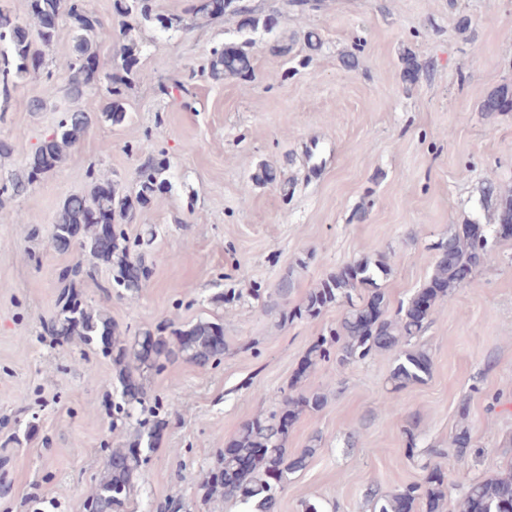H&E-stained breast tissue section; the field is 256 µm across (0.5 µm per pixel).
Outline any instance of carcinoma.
<instances>
[{
	"mask_svg": "<svg viewBox=\"0 0 512 512\" xmlns=\"http://www.w3.org/2000/svg\"><path fill=\"white\" fill-rule=\"evenodd\" d=\"M113 10L121 17V68L125 75L115 77L102 73L91 62L97 60L94 37L104 31V23L93 16L84 0H28V13L37 25V36L52 41L53 22L66 16L79 32L74 53L68 65L66 95L78 99L87 92L104 86L110 102L101 117L114 125L122 123L125 88L131 82L132 68L139 47L130 33L128 19L144 22L156 20L163 29L173 27V19L153 14V0H113ZM196 14L244 17L241 27H263L272 31L274 18L260 17L246 0H196L190 8ZM43 60L34 48L27 26L8 10L0 9V98L8 101L16 80L39 72ZM211 77L246 80L253 76L252 56L245 42H230L213 48L208 63ZM481 109L488 116L512 110V85L504 84L488 95ZM98 117L80 110L62 112L54 130L46 136L28 158L23 172L14 175L9 184L0 187L1 194H25L39 175L58 167L88 133ZM171 166L164 157L144 151L138 171L135 195L121 191L115 184H93L82 195L67 197L52 224L50 239L55 250L78 249L80 258L64 272L69 281L59 298V310L51 322L54 335L66 339L79 336L87 345H98L112 354L117 379L121 386L122 405L118 412L131 418L149 401L145 386L148 374L164 368V363L177 354L197 365L219 363L226 344L224 327L218 322L199 320L186 328L164 334L146 331L128 343L112 317L101 309H93L74 291L75 279L90 276L101 267L112 274L111 287L136 292L150 275L142 246L147 240H130L123 222L135 211L152 203L157 195L169 190ZM485 195L497 197L494 223L500 226L490 235L481 224H463L436 246L437 257L432 274L424 288L396 309H390L386 293L377 279L387 274L385 257H363L340 267L322 279L307 295L304 303L282 313L284 321L315 319L330 307L343 306L345 313L336 324L327 327L311 343L304 354L298 375L303 377L323 363L334 361L340 366L358 364L379 352H394L390 371L389 393L394 394L410 384L430 377L432 360L423 348L409 347L430 320L437 303L452 298L455 291L472 285L476 270L484 263L492 243L505 236L501 227H512V189L500 190L494 183L485 186ZM326 396L319 390L284 394L280 410L259 414L245 422L228 443L216 467L205 475L211 496L234 500L241 512H272L276 498L288 485L290 476L305 469L315 456L320 438L312 437L305 448L290 454L286 444L299 414L320 411ZM136 440L120 448H109L102 461V476L88 497L85 512H119L128 500L147 461L146 452L154 449L161 422L138 421ZM373 512H411L419 505L422 512H443L450 499L448 476L441 463L434 464L425 479L413 482L387 495L373 489L366 493ZM462 512H512V466L497 476L475 480L466 489Z\"/></svg>",
	"mask_w": 512,
	"mask_h": 512,
	"instance_id": "obj_1",
	"label": "carcinoma"
}]
</instances>
